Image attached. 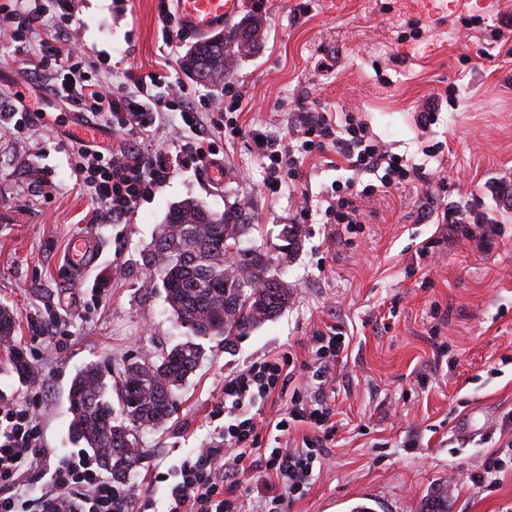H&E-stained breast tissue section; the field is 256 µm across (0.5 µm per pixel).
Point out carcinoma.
Here are the masks:
<instances>
[{
	"mask_svg": "<svg viewBox=\"0 0 512 512\" xmlns=\"http://www.w3.org/2000/svg\"><path fill=\"white\" fill-rule=\"evenodd\" d=\"M260 24L251 20L224 34V47L213 49L208 39L196 41L182 60L192 76L206 70L207 81H224L232 59L258 47ZM253 225L233 211L217 214L195 199H185L169 209L145 264L166 293L178 323L196 338H224L228 343L245 331L278 316L292 298L283 282L268 287L271 258L259 250L235 249V267L229 268L224 238L239 244ZM13 315L0 307V346L11 345ZM201 359L200 344L193 340L147 359L131 361L109 383L96 366L79 371L70 387L71 430L95 454L117 486L128 484L142 462L137 430L155 428L175 412L176 392ZM117 398L121 418L112 416ZM423 512H448V487L430 489Z\"/></svg>",
	"mask_w": 512,
	"mask_h": 512,
	"instance_id": "carcinoma-1",
	"label": "carcinoma"
}]
</instances>
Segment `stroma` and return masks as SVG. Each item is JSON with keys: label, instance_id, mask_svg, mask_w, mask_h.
Masks as SVG:
<instances>
[{"label": "stroma", "instance_id": "35a3bbf8", "mask_svg": "<svg viewBox=\"0 0 512 512\" xmlns=\"http://www.w3.org/2000/svg\"><path fill=\"white\" fill-rule=\"evenodd\" d=\"M299 2L242 0L239 17L262 23L261 46L218 86L183 70L198 36L165 42L159 0H68V33L103 89L168 63L194 99L223 98L229 85L245 93L239 125L280 144L303 109L343 110L392 153L432 170L431 184L362 202L363 231L347 241L319 215L298 217L292 188L271 193L250 137L223 136L209 112L189 125L165 112L144 134L98 131L97 145L126 138L164 155L168 168L123 223H108L72 160L74 108L51 91L28 44L0 42V101L40 115L19 128L0 117V304L14 312L15 349L42 379L33 385L0 347V407L34 411L42 447L81 450L70 433L75 374L89 364L118 371L190 335L142 260L169 208L194 198L221 212L245 201L248 245L279 263L293 296L277 318L230 343L200 339L176 412L140 432L145 457L130 480L153 482L150 512L166 508L167 486L154 476L223 425L213 411L225 376L283 349L305 356L313 330L327 325L350 338L333 383L338 431L287 512H422L440 482L448 512H512L511 467L494 488L473 481L512 413V208L501 203L512 191V0H307L304 14ZM437 93L448 101L421 127L422 106ZM178 132L214 141L222 182L180 150ZM440 203L459 214L456 230L424 220ZM291 225L292 246L283 236ZM88 235L98 260L80 274L72 246ZM427 241L432 253L419 258Z\"/></svg>", "mask_w": 512, "mask_h": 512}]
</instances>
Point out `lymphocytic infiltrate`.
Returning <instances> with one entry per match:
<instances>
[{
    "mask_svg": "<svg viewBox=\"0 0 512 512\" xmlns=\"http://www.w3.org/2000/svg\"><path fill=\"white\" fill-rule=\"evenodd\" d=\"M31 33L41 47L42 68L48 71L54 94L91 114L119 133L147 132L158 126L163 112L210 111L207 102H195L186 90H173L170 72L131 75L133 90H101L90 81L77 58L66 29L45 25L38 12L18 17L8 10L0 22V36L19 40ZM256 150L269 161L266 186L276 192L282 187L280 171L299 178L310 160L335 156L337 168L349 176L332 184L320 200L302 197V214L318 207L325 223L344 225L355 232L363 222L360 203L382 196L429 175L390 153L377 141L367 124L348 113L336 118L329 111H314L291 128L292 143L285 146L251 132ZM76 164L112 223H120L167 175L160 157L120 142L104 149L80 143ZM307 359L288 350L249 361L224 380V402L215 413L224 427L209 436L193 457L184 459L173 474L156 479L169 482L166 512H246L235 491L254 450L264 449L265 466L257 479L270 485L276 505L302 498L309 491L313 471L336 426L327 392L346 342L337 327L315 329L309 339ZM305 376L304 389H290L296 376ZM289 397L284 416L260 430L253 408L271 396ZM307 425L308 434L291 438L292 428ZM53 457L49 479L39 494L26 487L45 457ZM149 495L133 485L121 490L100 473L99 463L85 453L49 455L40 443L36 418L24 410H0V512H134Z\"/></svg>",
    "mask_w": 512,
    "mask_h": 512,
    "instance_id": "obj_1",
    "label": "lymphocytic infiltrate"
}]
</instances>
